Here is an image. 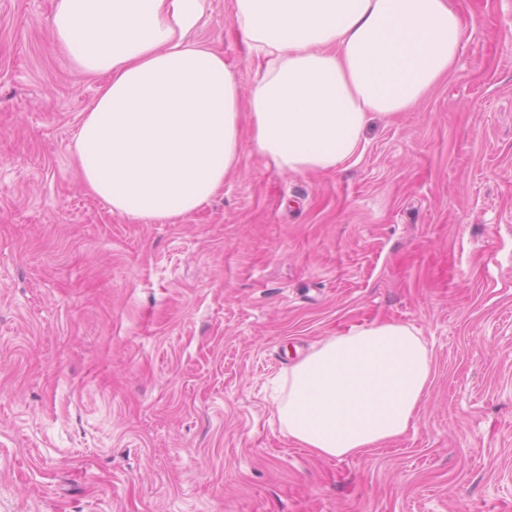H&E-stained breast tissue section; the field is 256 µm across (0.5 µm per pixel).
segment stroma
<instances>
[{"label":"stroma","instance_id":"35a3bbf8","mask_svg":"<svg viewBox=\"0 0 512 512\" xmlns=\"http://www.w3.org/2000/svg\"><path fill=\"white\" fill-rule=\"evenodd\" d=\"M460 2L457 69L358 160L291 175L245 137L208 203L144 224L77 172L100 83L58 0H0V512H512V0ZM196 37L250 85L231 0ZM385 320L433 356L414 425L298 447L273 380Z\"/></svg>","mask_w":512,"mask_h":512}]
</instances>
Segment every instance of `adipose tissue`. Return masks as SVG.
Returning <instances> with one entry per match:
<instances>
[{
    "label": "adipose tissue",
    "mask_w": 512,
    "mask_h": 512,
    "mask_svg": "<svg viewBox=\"0 0 512 512\" xmlns=\"http://www.w3.org/2000/svg\"><path fill=\"white\" fill-rule=\"evenodd\" d=\"M207 0H59L51 27L74 66L106 76L77 135L83 181L114 213L174 222L257 154L294 175L356 158L373 117L414 110L455 69V0H232L257 68L248 93L196 41ZM434 377L419 332L398 322L328 337L288 374L277 413L298 447L355 458L410 429Z\"/></svg>",
    "instance_id": "adipose-tissue-1"
}]
</instances>
